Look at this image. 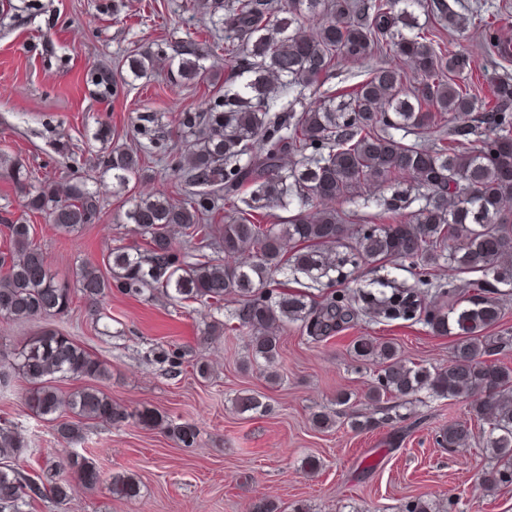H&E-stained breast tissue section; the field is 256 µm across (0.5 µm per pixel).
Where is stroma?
<instances>
[{
    "instance_id": "stroma-1",
    "label": "stroma",
    "mask_w": 512,
    "mask_h": 512,
    "mask_svg": "<svg viewBox=\"0 0 512 512\" xmlns=\"http://www.w3.org/2000/svg\"><path fill=\"white\" fill-rule=\"evenodd\" d=\"M60 16L55 28L43 18L0 26V154L40 166L53 158V177L66 175L68 150L74 143L90 149L98 122L122 134L131 149L138 112L164 113L175 124L180 112L207 109L224 83V43L207 15L190 11L191 0H122L119 15L97 10V0H50ZM51 40L57 55L48 61L38 49ZM193 39L210 49L216 74L188 87L172 82L166 69L137 81L108 102L89 93L85 76L96 63H115L141 45ZM151 178L136 183L129 194H105L99 222L72 235L61 234L44 218L33 217L34 237L56 279L72 281L83 263L98 265L107 250L136 244L124 224L132 195L159 190L186 200L181 185L164 163L151 160ZM227 312L204 305L171 304L164 296L149 300L112 294L103 312L75 298L68 315L55 325L109 370L97 385L131 410L150 409L174 423L194 424L199 435L186 448L165 431L130 422L114 427L96 421L81 425L79 443L67 446L52 423L33 413L24 400V379H15L0 393V426L15 428L27 446L21 457L33 470L65 452L92 458L104 482L90 489L72 482L62 510L37 502L33 512H251L260 498L282 512H400L411 499L438 500L443 512H512V489L487 494L478 477L488 459L480 434L459 448L438 444L441 428L468 420V407L458 399L434 400L420 394L412 405V421L357 432L345 417L335 426L316 428L311 415L332 406L339 394L351 396L350 409L373 413L366 394L374 368L355 361L356 337L373 336L394 342L417 363L446 364L454 337L432 333L420 324L362 322L335 336L314 342L296 327L281 337L283 380L268 383L260 369L244 368L242 337L226 334L200 342L206 322L227 320ZM177 341L211 367L209 379L191 371L175 379L146 362L145 344ZM266 393L272 411L266 416L240 411L236 397ZM319 459L316 471L304 469L307 458ZM127 473L140 486L136 499L112 497L105 482Z\"/></svg>"
}]
</instances>
